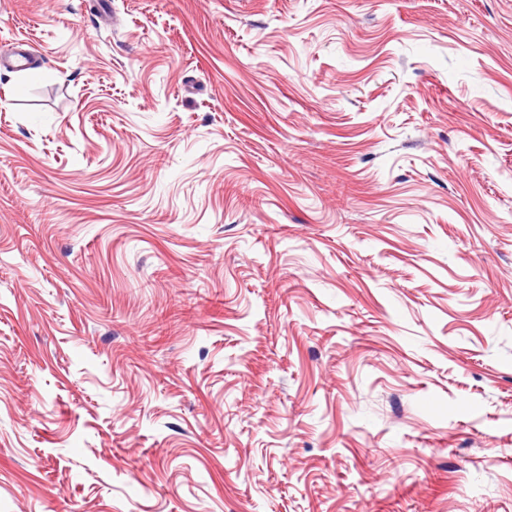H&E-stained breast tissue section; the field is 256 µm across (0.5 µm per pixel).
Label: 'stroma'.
I'll use <instances>...</instances> for the list:
<instances>
[{
  "mask_svg": "<svg viewBox=\"0 0 512 512\" xmlns=\"http://www.w3.org/2000/svg\"><path fill=\"white\" fill-rule=\"evenodd\" d=\"M0 512H512V0H0Z\"/></svg>",
  "mask_w": 512,
  "mask_h": 512,
  "instance_id": "stroma-1",
  "label": "stroma"
}]
</instances>
